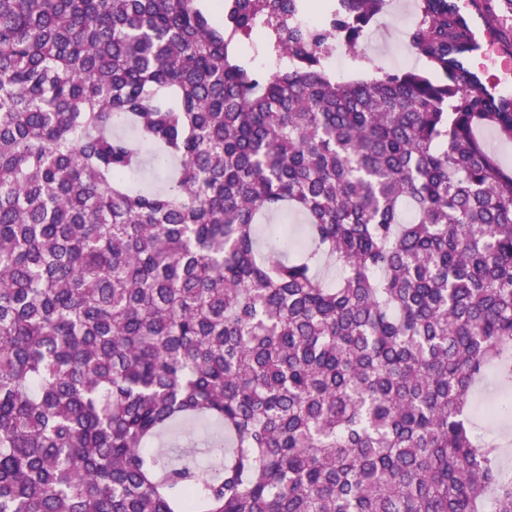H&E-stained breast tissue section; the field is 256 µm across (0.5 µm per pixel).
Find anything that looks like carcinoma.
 <instances>
[{
	"mask_svg": "<svg viewBox=\"0 0 512 512\" xmlns=\"http://www.w3.org/2000/svg\"><path fill=\"white\" fill-rule=\"evenodd\" d=\"M307 2L0 0V512H512L470 420L489 371L512 397V176L473 135L512 95L452 0L409 35L438 78L348 81L330 42L386 0ZM470 6L512 55V0ZM290 212L306 246L261 251Z\"/></svg>",
	"mask_w": 512,
	"mask_h": 512,
	"instance_id": "obj_1",
	"label": "carcinoma"
}]
</instances>
